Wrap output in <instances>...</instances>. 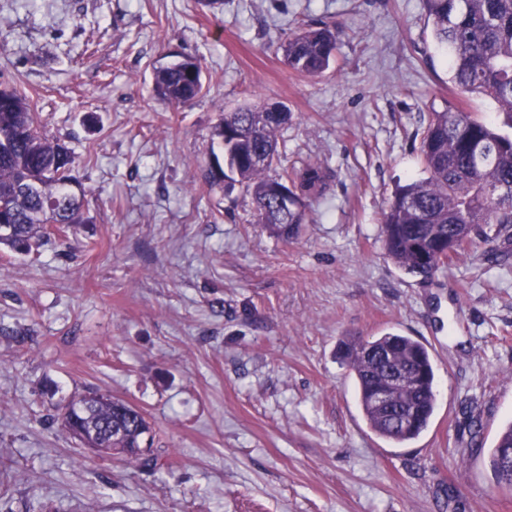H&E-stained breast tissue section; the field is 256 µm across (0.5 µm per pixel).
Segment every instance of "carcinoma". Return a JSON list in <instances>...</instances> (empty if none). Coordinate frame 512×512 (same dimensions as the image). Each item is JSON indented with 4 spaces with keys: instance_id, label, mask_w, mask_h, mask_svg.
Wrapping results in <instances>:
<instances>
[{
    "instance_id": "cac0c4a2",
    "label": "carcinoma",
    "mask_w": 512,
    "mask_h": 512,
    "mask_svg": "<svg viewBox=\"0 0 512 512\" xmlns=\"http://www.w3.org/2000/svg\"><path fill=\"white\" fill-rule=\"evenodd\" d=\"M423 5L436 42L448 54L455 93L485 98L503 115L498 126L454 105L432 113L420 145L426 177L398 186L384 213L387 258L405 274L431 282L444 265L435 252L450 238L482 265L507 264L508 253L499 244L512 246V0H423ZM339 35L331 25L308 26L289 34L280 49L295 73L319 76L331 67ZM153 90L171 107L192 102L203 91L199 62L185 57L156 69ZM290 118L289 111L276 116L258 103L224 113L213 132L224 154V178L251 195L257 223L278 237L308 223L309 201L324 195L329 177L318 163L276 172L278 135ZM258 149L269 156L267 164L253 163ZM74 168L71 151L42 130L30 98L1 81L0 225L9 224L14 232L1 236L0 245L27 253L44 242L46 225L58 224L65 234L79 223L86 189ZM277 187L288 190L286 212L276 204ZM365 347L389 353L394 368L421 373L417 385L394 389L390 413L373 404L384 365L359 355ZM339 356L355 379L372 432L404 445L427 429L437 394L434 364L424 344L388 331L342 342ZM89 410L112 447L123 449L125 460L155 464L141 457L150 424L139 409L116 400L110 408L91 404ZM511 459L512 421L490 453L496 478L509 487L512 467L505 461Z\"/></svg>"
}]
</instances>
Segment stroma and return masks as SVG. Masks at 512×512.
<instances>
[{
	"instance_id": "stroma-1",
	"label": "stroma",
	"mask_w": 512,
	"mask_h": 512,
	"mask_svg": "<svg viewBox=\"0 0 512 512\" xmlns=\"http://www.w3.org/2000/svg\"><path fill=\"white\" fill-rule=\"evenodd\" d=\"M323 22L344 28L331 68L293 72L284 33ZM181 55L205 90L172 109L153 71ZM1 80L74 152L89 204L67 239L0 246V512H512L489 466L512 419V276L462 252L424 283L383 249L454 97L422 0H0ZM256 102L291 112L282 166L334 174L288 240L202 176L224 113ZM387 331L426 345L437 378L400 447L336 359ZM89 389L145 414L158 466L62 428Z\"/></svg>"
}]
</instances>
